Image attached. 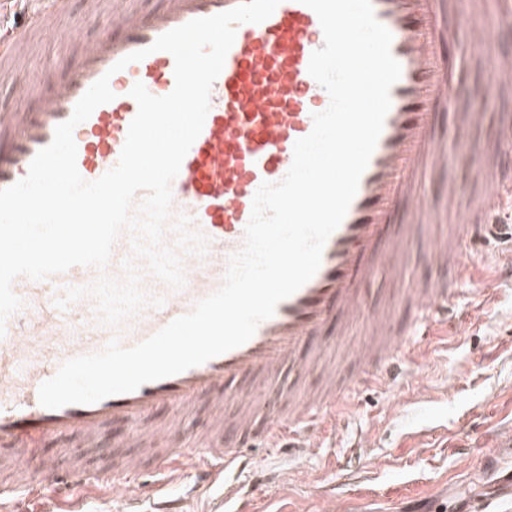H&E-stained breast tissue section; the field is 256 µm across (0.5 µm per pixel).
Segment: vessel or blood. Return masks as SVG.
Instances as JSON below:
<instances>
[{
  "mask_svg": "<svg viewBox=\"0 0 512 512\" xmlns=\"http://www.w3.org/2000/svg\"><path fill=\"white\" fill-rule=\"evenodd\" d=\"M26 2L25 22L0 38V77L12 80L19 95L28 92L17 77L34 34L57 30L58 18L69 10V0ZM144 2L85 0L88 14L110 17L111 25L92 40L69 38L77 62L48 74L57 85L53 95L38 99L34 108L0 114V189L27 175L55 127L105 75L115 98L75 128L76 165L88 181L113 168L137 113L132 87L140 82L163 96L175 84L172 55L150 52V45L190 20L232 9L239 0H161L152 9ZM443 3L372 0L377 19L393 34L391 51L402 68L382 133L346 217L324 246L317 273L282 301L244 345L93 404L48 409L39 402L41 383L65 361L101 351L115 336L122 346H134L220 287L229 256L243 244L255 192L263 182L285 177L296 140L310 133L313 113L329 103L308 73L312 52L324 43L322 28L300 0H281L264 22L237 26L212 87L203 130L172 183L174 213L187 215L192 229L210 239L205 256L184 255L182 290L143 275V288L165 297V304L145 308L113 329L101 324L92 299L63 310L55 305L67 288L93 282L101 273L97 269L75 266L42 281L14 280L12 290L23 305L7 319L0 338V512H18L19 504L31 500L37 501L38 512H84L82 494L89 489L107 491L113 512H186V497L164 493L169 473L182 468L192 474L193 492L219 489L214 512H255L256 487L233 481L252 469L249 449L316 447L320 433L333 428L338 411L349 404L352 391L337 385L336 367L319 341L328 326L346 327L362 317L375 328L358 360L361 387L385 381L394 364L414 362L410 337L458 335L456 310L465 271L457 260L484 234L485 216L512 208V136L483 143L465 139L481 118L475 109L455 113L454 122L462 135L461 156L487 185L479 210L464 212L447 241L423 251L424 262L438 276L396 294L395 305L411 312L405 327L380 309L365 307V295L381 274L406 275L393 229L397 204H420L418 188L427 169L447 161L434 134L433 111L464 89L450 85L436 46L456 41L467 20L437 28ZM144 48L146 58L111 73L119 59ZM472 48L494 83L512 85V62L500 58L486 37H478ZM130 254V237L121 235L104 273L122 278V263ZM316 369L324 373L319 391L307 392L288 381ZM228 404L237 408L229 419L224 416ZM203 406L209 411L205 421L199 417ZM160 411L166 417L159 421ZM114 426L122 437L102 449L98 467H88L76 454L61 467L41 454L46 440L75 434L94 439Z\"/></svg>",
  "mask_w": 512,
  "mask_h": 512,
  "instance_id": "b4317fda",
  "label": "vessel or blood"
}]
</instances>
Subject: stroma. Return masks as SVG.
<instances>
[{"instance_id": "35a3bbf8", "label": "stroma", "mask_w": 512, "mask_h": 512, "mask_svg": "<svg viewBox=\"0 0 512 512\" xmlns=\"http://www.w3.org/2000/svg\"><path fill=\"white\" fill-rule=\"evenodd\" d=\"M462 14L491 36L498 53L512 58V24L500 21L491 0L477 9L470 0H447L440 21L447 26ZM62 55L59 35L45 34L23 72L33 95L50 92L43 73ZM451 79L470 88L453 100L452 111L475 108L482 114L469 139L496 137L512 117V86L489 91L491 75L477 61L461 64ZM484 190L460 161L430 172L422 194L433 214V234L406 240V280H378L367 305H388L394 324L407 323L409 311L389 306V296L401 283L436 277V269L420 259L423 247L447 237L460 221L459 206H476ZM500 251L499 242L485 238L461 255L469 277L455 340L417 339L419 365L399 366L386 388L357 389L352 411L306 454L260 453L261 467L273 469L276 482L263 491L257 512H325L315 493L322 485L335 486L339 512H472L486 500L491 512H512V287L496 278ZM489 443L498 444V456L477 463L475 453Z\"/></svg>"}]
</instances>
